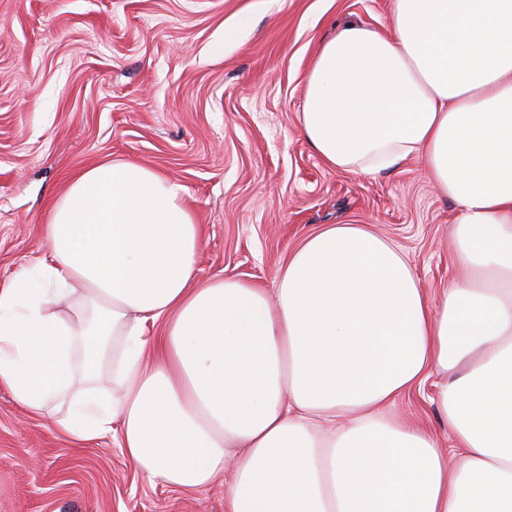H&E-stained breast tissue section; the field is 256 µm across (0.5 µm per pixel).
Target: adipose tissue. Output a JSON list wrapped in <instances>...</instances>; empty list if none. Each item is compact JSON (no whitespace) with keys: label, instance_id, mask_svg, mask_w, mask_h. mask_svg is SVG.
Instances as JSON below:
<instances>
[{"label":"adipose tissue","instance_id":"obj_1","mask_svg":"<svg viewBox=\"0 0 512 512\" xmlns=\"http://www.w3.org/2000/svg\"><path fill=\"white\" fill-rule=\"evenodd\" d=\"M391 22L320 43L301 131L341 171L421 163L456 203L438 302L357 224L292 250L275 296L199 278L185 187L102 162L0 287V388L75 445L119 436L151 483L226 477L224 512H512V0H392ZM77 286L92 320L53 311ZM80 343L110 394L70 396ZM437 370L445 450L390 411Z\"/></svg>","mask_w":512,"mask_h":512}]
</instances>
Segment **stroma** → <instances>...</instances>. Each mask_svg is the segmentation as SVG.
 <instances>
[{
	"instance_id": "stroma-1",
	"label": "stroma",
	"mask_w": 512,
	"mask_h": 512,
	"mask_svg": "<svg viewBox=\"0 0 512 512\" xmlns=\"http://www.w3.org/2000/svg\"><path fill=\"white\" fill-rule=\"evenodd\" d=\"M392 0H0V284L48 251L70 176L134 162L184 185L196 270L274 291L289 251L331 224L397 243L437 297L457 206L408 164L367 177L325 165L299 112L320 42L352 21L391 27ZM253 25L225 44L242 14ZM395 413L440 447L428 395ZM223 481L154 485L112 438L74 446L0 389V512H224Z\"/></svg>"
}]
</instances>
